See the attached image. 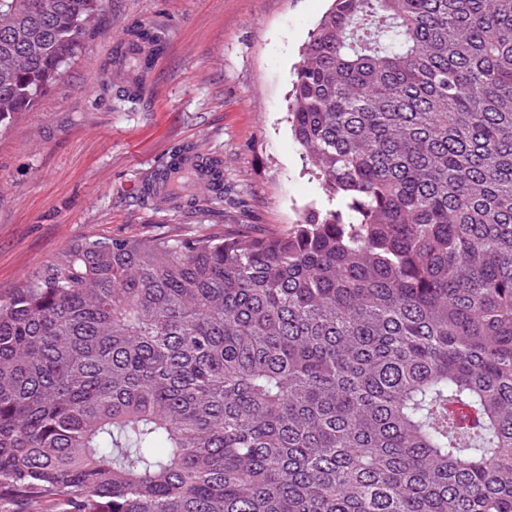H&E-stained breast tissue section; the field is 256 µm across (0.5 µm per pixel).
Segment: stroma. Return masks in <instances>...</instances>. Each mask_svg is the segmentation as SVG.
Instances as JSON below:
<instances>
[{
    "label": "stroma",
    "mask_w": 512,
    "mask_h": 512,
    "mask_svg": "<svg viewBox=\"0 0 512 512\" xmlns=\"http://www.w3.org/2000/svg\"><path fill=\"white\" fill-rule=\"evenodd\" d=\"M329 0H104L80 54L33 111L0 132V298L86 237H185L252 225L286 232L326 207L288 122L303 45ZM165 46L136 102L113 61L132 31ZM183 145L220 157L221 205H152L141 190Z\"/></svg>",
    "instance_id": "obj_1"
}]
</instances>
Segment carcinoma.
Masks as SVG:
<instances>
[{"instance_id":"obj_1","label":"carcinoma","mask_w":512,"mask_h":512,"mask_svg":"<svg viewBox=\"0 0 512 512\" xmlns=\"http://www.w3.org/2000/svg\"><path fill=\"white\" fill-rule=\"evenodd\" d=\"M101 4L0 0V128ZM290 115L332 207L0 299V512H512V0H333Z\"/></svg>"}]
</instances>
